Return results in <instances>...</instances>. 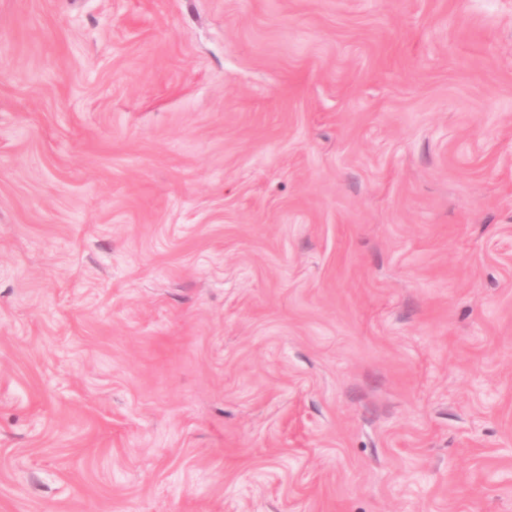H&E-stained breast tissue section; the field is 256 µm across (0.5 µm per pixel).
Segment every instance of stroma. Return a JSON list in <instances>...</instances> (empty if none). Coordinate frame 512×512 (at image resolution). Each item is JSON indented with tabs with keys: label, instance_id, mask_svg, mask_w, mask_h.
I'll return each instance as SVG.
<instances>
[{
	"label": "stroma",
	"instance_id": "obj_1",
	"mask_svg": "<svg viewBox=\"0 0 512 512\" xmlns=\"http://www.w3.org/2000/svg\"><path fill=\"white\" fill-rule=\"evenodd\" d=\"M0 512H512V0H0Z\"/></svg>",
	"mask_w": 512,
	"mask_h": 512
}]
</instances>
